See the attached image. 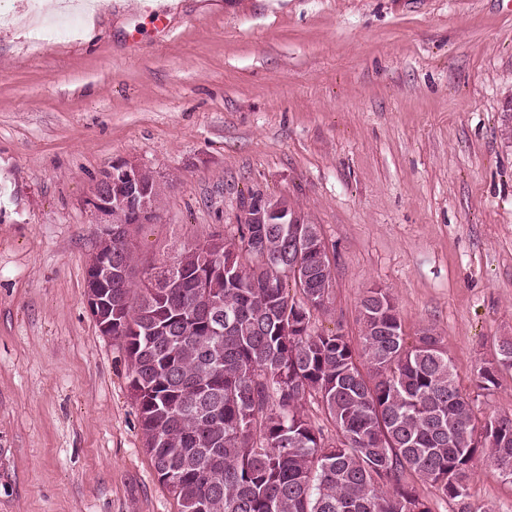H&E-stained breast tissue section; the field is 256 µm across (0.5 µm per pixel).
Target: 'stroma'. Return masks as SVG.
I'll return each mask as SVG.
<instances>
[{
  "label": "stroma",
  "instance_id": "1",
  "mask_svg": "<svg viewBox=\"0 0 512 512\" xmlns=\"http://www.w3.org/2000/svg\"><path fill=\"white\" fill-rule=\"evenodd\" d=\"M38 42L0 24V512H176L154 475L128 363L86 303L87 203L114 162L163 176L135 232L154 262L233 231L254 193L317 225L325 330L358 341L386 289L408 337L434 329L477 415L512 337V0H138ZM473 512H512L484 460ZM495 358L485 362L477 370L476 385L481 390H490L491 386L499 385V373L503 370H512V338H503L494 347Z\"/></svg>",
  "mask_w": 512,
  "mask_h": 512
}]
</instances>
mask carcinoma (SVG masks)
I'll return each instance as SVG.
<instances>
[{"label":"carcinoma","mask_w":512,"mask_h":512,"mask_svg":"<svg viewBox=\"0 0 512 512\" xmlns=\"http://www.w3.org/2000/svg\"><path fill=\"white\" fill-rule=\"evenodd\" d=\"M152 209L163 181L134 173ZM97 195L124 193L101 181ZM123 225L112 257V338L128 360V389L143 446L177 512H433L408 477L432 484L463 506L478 455L512 483V413L476 425L454 365L426 328L408 343L396 305L382 288L360 300L362 336L315 326L332 292L329 259L305 251L288 261L296 239L325 245L315 224H252L211 233L159 264L138 269L132 211L112 209ZM171 275L157 295L152 270ZM212 303L215 324L200 313ZM476 385H499L512 370V338L494 347ZM320 403L336 439L305 415Z\"/></svg>","instance_id":"carcinoma-1"}]
</instances>
